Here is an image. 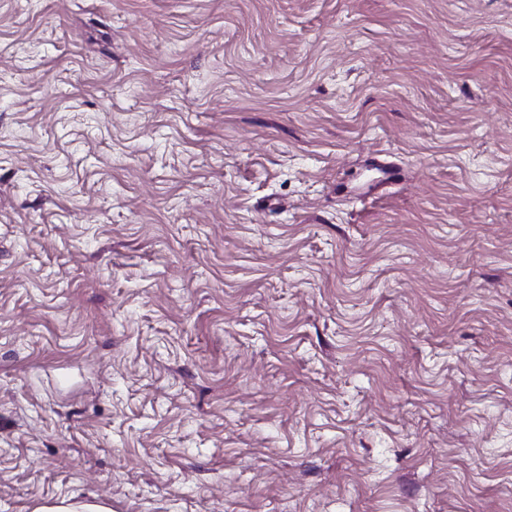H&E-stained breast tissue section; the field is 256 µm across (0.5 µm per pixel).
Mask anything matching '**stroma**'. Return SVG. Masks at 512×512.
Segmentation results:
<instances>
[{"label":"stroma","instance_id":"obj_1","mask_svg":"<svg viewBox=\"0 0 512 512\" xmlns=\"http://www.w3.org/2000/svg\"><path fill=\"white\" fill-rule=\"evenodd\" d=\"M512 512V0H0V512ZM37 512H112V509L103 502L61 500L59 503L41 506Z\"/></svg>","mask_w":512,"mask_h":512}]
</instances>
